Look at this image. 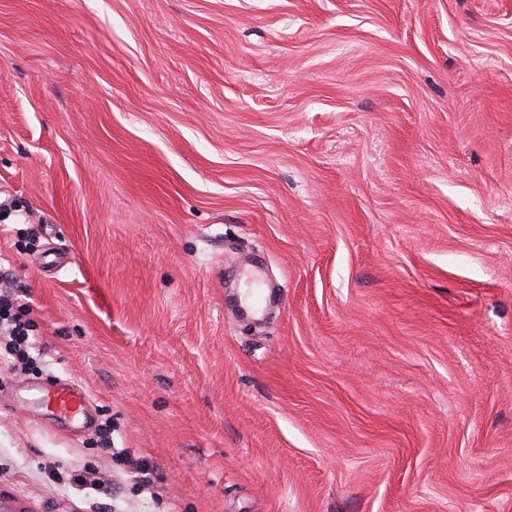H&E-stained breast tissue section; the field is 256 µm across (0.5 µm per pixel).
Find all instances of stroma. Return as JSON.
Segmentation results:
<instances>
[{
    "mask_svg": "<svg viewBox=\"0 0 512 512\" xmlns=\"http://www.w3.org/2000/svg\"><path fill=\"white\" fill-rule=\"evenodd\" d=\"M8 197L0 512H512V0H0ZM13 310L12 301L8 299H2L1 301L0 296V335L9 336L12 351L18 359L23 360L26 359L29 325L28 322L18 319ZM87 399L84 389L74 384L60 386L48 401L52 415L67 419L84 416Z\"/></svg>",
    "mask_w": 512,
    "mask_h": 512,
    "instance_id": "obj_1",
    "label": "stroma"
}]
</instances>
